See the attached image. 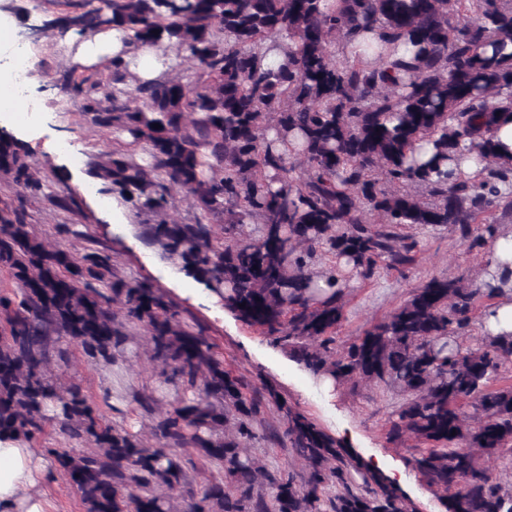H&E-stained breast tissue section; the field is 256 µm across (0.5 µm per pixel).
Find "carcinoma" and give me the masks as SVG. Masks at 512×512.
<instances>
[{
    "mask_svg": "<svg viewBox=\"0 0 512 512\" xmlns=\"http://www.w3.org/2000/svg\"><path fill=\"white\" fill-rule=\"evenodd\" d=\"M80 34L113 26L132 44L167 43L194 81L126 83L112 60V88L82 75L63 87L83 115L124 134L90 174L148 216L141 236L216 291L315 373L401 396L387 438L414 441L413 463L450 493L449 512H512V486L486 465L512 467V337L463 344L486 294L461 278H433L338 351L345 319L343 268L368 281L402 275L416 261L417 231L451 226L468 249L494 236L493 205L512 210V165L499 164L489 132L495 97L512 86V0H104L64 18ZM363 33V53L336 47ZM161 125L156 129L153 124ZM481 138L486 165L448 181L461 142ZM146 159L138 162L134 150ZM0 438L37 440L46 422L85 445L48 448L85 512H413L364 461L294 410L262 395L181 317L153 284L117 274L112 249L90 235L77 257L37 234L24 200L43 185L28 152L0 133ZM183 190L196 216L169 218ZM221 218L223 235L209 221ZM326 259L317 274L315 262ZM147 331L148 353L182 397L152 423L156 446L106 422L83 388L62 381L70 347L98 362ZM57 410L49 417L47 404ZM266 434L306 467L271 471L247 452L267 406ZM471 408L467 413L465 408ZM224 471L194 484L182 449Z\"/></svg>",
    "mask_w": 512,
    "mask_h": 512,
    "instance_id": "obj_1",
    "label": "carcinoma"
}]
</instances>
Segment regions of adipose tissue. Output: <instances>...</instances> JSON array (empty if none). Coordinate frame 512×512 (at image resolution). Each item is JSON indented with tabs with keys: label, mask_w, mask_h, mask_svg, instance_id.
<instances>
[{
	"label": "adipose tissue",
	"mask_w": 512,
	"mask_h": 512,
	"mask_svg": "<svg viewBox=\"0 0 512 512\" xmlns=\"http://www.w3.org/2000/svg\"><path fill=\"white\" fill-rule=\"evenodd\" d=\"M122 59L141 82L165 78L178 63L164 47L135 48L123 29L112 28L81 40L73 60L91 66L104 59ZM480 282L494 303L483 314V335H512V225L498 228L487 244ZM47 464L21 438L0 439V512H52L44 490Z\"/></svg>",
	"instance_id": "adipose-tissue-1"
}]
</instances>
